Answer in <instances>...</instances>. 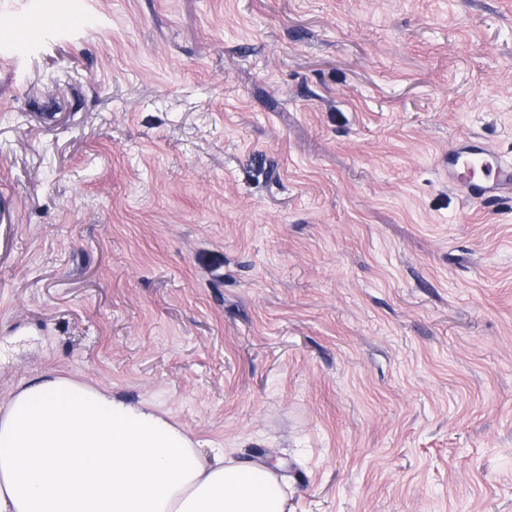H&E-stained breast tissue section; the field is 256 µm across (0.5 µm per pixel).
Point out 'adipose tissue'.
<instances>
[{
    "label": "adipose tissue",
    "instance_id": "ef3b65f1",
    "mask_svg": "<svg viewBox=\"0 0 512 512\" xmlns=\"http://www.w3.org/2000/svg\"><path fill=\"white\" fill-rule=\"evenodd\" d=\"M288 478L66 376L0 405V512H291Z\"/></svg>",
    "mask_w": 512,
    "mask_h": 512
}]
</instances>
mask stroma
I'll return each instance as SVG.
<instances>
[{
  "label": "stroma",
  "instance_id": "stroma-1",
  "mask_svg": "<svg viewBox=\"0 0 512 512\" xmlns=\"http://www.w3.org/2000/svg\"><path fill=\"white\" fill-rule=\"evenodd\" d=\"M503 0H0V402L68 375L293 512H512ZM479 170H475V164ZM448 183L470 202H483L512 193V161L489 144L460 141L448 151Z\"/></svg>",
  "mask_w": 512,
  "mask_h": 512
}]
</instances>
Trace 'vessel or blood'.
Returning <instances> with one entry per match:
<instances>
[{"instance_id": "obj_1", "label": "vessel or blood", "mask_w": 512, "mask_h": 512, "mask_svg": "<svg viewBox=\"0 0 512 512\" xmlns=\"http://www.w3.org/2000/svg\"><path fill=\"white\" fill-rule=\"evenodd\" d=\"M448 182L471 202L512 193V160L489 144L460 141L448 152Z\"/></svg>"}]
</instances>
